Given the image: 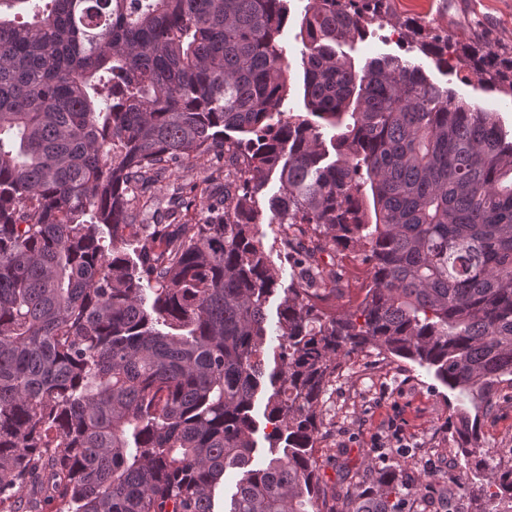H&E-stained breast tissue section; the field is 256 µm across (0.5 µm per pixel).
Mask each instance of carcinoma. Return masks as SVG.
<instances>
[{
    "instance_id": "1",
    "label": "carcinoma",
    "mask_w": 512,
    "mask_h": 512,
    "mask_svg": "<svg viewBox=\"0 0 512 512\" xmlns=\"http://www.w3.org/2000/svg\"><path fill=\"white\" fill-rule=\"evenodd\" d=\"M0 0V512H338L316 457L319 398L368 347L433 372L458 450L485 459L481 417L512 386V137L494 113L383 55L342 47L386 0H308L299 22L304 111L287 113L280 35L289 0ZM468 57L512 95V59ZM227 154L234 178L177 187L154 224L137 202L192 158ZM307 253L278 306L257 225ZM133 252H128V249ZM358 249L370 281L326 311ZM271 451L253 465L254 401ZM409 472L386 466L345 512H407ZM491 498L512 499V467Z\"/></svg>"
}]
</instances>
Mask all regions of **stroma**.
<instances>
[{"instance_id": "obj_1", "label": "stroma", "mask_w": 512, "mask_h": 512, "mask_svg": "<svg viewBox=\"0 0 512 512\" xmlns=\"http://www.w3.org/2000/svg\"><path fill=\"white\" fill-rule=\"evenodd\" d=\"M387 17L369 25L363 40L346 49L356 66L371 58L394 55L422 65L428 77L458 96L496 113L512 132V97L483 88L466 63L448 69L427 59L420 47L428 35L447 34L452 41L491 47L512 56V0H387ZM217 157L203 165L182 167L152 187L158 205H165L174 187L207 180L226 164ZM337 312L353 309L362 299L368 268L357 253L341 261ZM469 398L442 386L432 372L407 360H390L367 348L343 364L322 397V424L316 443L326 482L340 501L356 493L363 474L379 463L404 468L419 465L432 477L426 496L453 501L457 512H512V501L490 500L483 481L461 495L456 479L465 467L447 421L451 409L470 407ZM488 468L512 465V387H502L491 411L481 419Z\"/></svg>"}]
</instances>
